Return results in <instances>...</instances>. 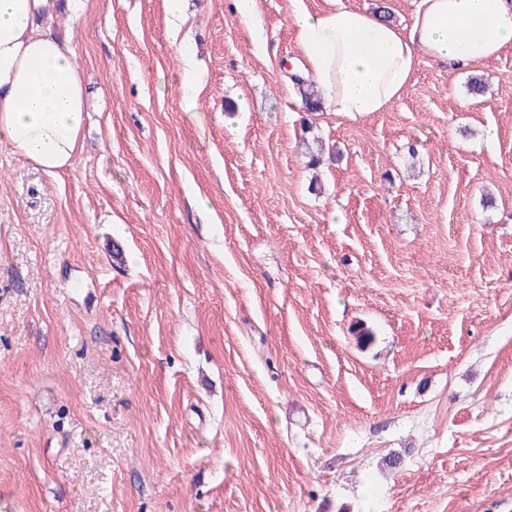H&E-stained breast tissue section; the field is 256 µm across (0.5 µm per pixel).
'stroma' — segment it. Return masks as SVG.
Listing matches in <instances>:
<instances>
[{"mask_svg":"<svg viewBox=\"0 0 512 512\" xmlns=\"http://www.w3.org/2000/svg\"><path fill=\"white\" fill-rule=\"evenodd\" d=\"M257 7L51 21L89 120L54 177L0 142V512H512V48L306 112Z\"/></svg>","mask_w":512,"mask_h":512,"instance_id":"stroma-1","label":"stroma"}]
</instances>
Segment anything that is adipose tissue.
Wrapping results in <instances>:
<instances>
[{
    "label": "adipose tissue",
    "mask_w": 512,
    "mask_h": 512,
    "mask_svg": "<svg viewBox=\"0 0 512 512\" xmlns=\"http://www.w3.org/2000/svg\"><path fill=\"white\" fill-rule=\"evenodd\" d=\"M60 0H0V142L49 176L83 148L87 95L68 41L50 21ZM290 18L327 111L360 115L398 101L419 52L456 66L512 47V0H417L409 25L336 5Z\"/></svg>",
    "instance_id": "ef3b65f1"
}]
</instances>
